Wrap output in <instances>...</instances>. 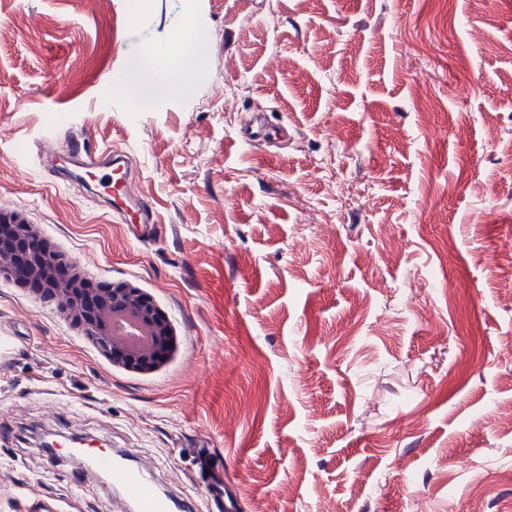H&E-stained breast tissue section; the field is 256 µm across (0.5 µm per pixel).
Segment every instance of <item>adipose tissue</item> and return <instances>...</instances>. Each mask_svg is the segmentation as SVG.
Listing matches in <instances>:
<instances>
[{
    "mask_svg": "<svg viewBox=\"0 0 512 512\" xmlns=\"http://www.w3.org/2000/svg\"><path fill=\"white\" fill-rule=\"evenodd\" d=\"M206 42L189 23L181 21L174 41L147 46L131 64L128 86L138 102L178 96L191 86L194 71L205 54Z\"/></svg>",
    "mask_w": 512,
    "mask_h": 512,
    "instance_id": "ef3b65f1",
    "label": "adipose tissue"
}]
</instances>
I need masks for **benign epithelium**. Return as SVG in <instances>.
<instances>
[{"label":"benign epithelium","instance_id":"1","mask_svg":"<svg viewBox=\"0 0 512 512\" xmlns=\"http://www.w3.org/2000/svg\"><path fill=\"white\" fill-rule=\"evenodd\" d=\"M0 277L53 301L64 319L112 364L146 374L161 369L177 347L166 314L127 281L100 286L58 254L23 214L0 209Z\"/></svg>","mask_w":512,"mask_h":512}]
</instances>
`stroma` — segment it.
<instances>
[{
	"label": "stroma",
	"instance_id": "stroma-1",
	"mask_svg": "<svg viewBox=\"0 0 512 512\" xmlns=\"http://www.w3.org/2000/svg\"><path fill=\"white\" fill-rule=\"evenodd\" d=\"M186 16L190 90L134 105ZM75 136L132 158L147 235L61 185ZM1 207L178 345L126 371L0 278V512H120L44 432L141 449L198 512L218 475L240 512H512V0H0Z\"/></svg>",
	"mask_w": 512,
	"mask_h": 512
}]
</instances>
